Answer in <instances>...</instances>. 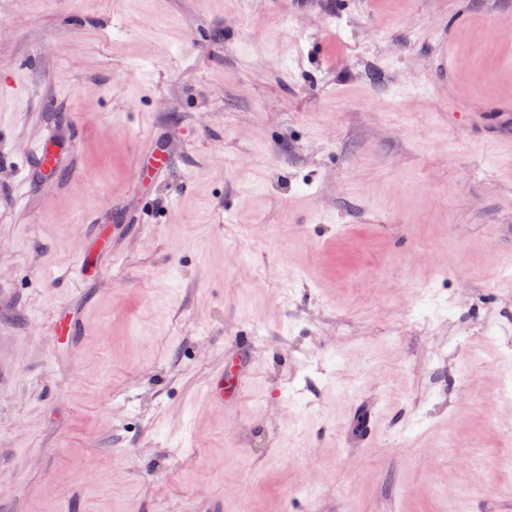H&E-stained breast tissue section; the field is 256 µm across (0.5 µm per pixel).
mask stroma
<instances>
[{"instance_id": "stroma-1", "label": "stroma", "mask_w": 512, "mask_h": 512, "mask_svg": "<svg viewBox=\"0 0 512 512\" xmlns=\"http://www.w3.org/2000/svg\"><path fill=\"white\" fill-rule=\"evenodd\" d=\"M495 21L512 0H0V512H512ZM43 139L76 149L49 170ZM210 399L219 406L232 405L239 399L237 386H232L230 378L225 375L224 369L218 370L210 379L208 385Z\"/></svg>"}]
</instances>
